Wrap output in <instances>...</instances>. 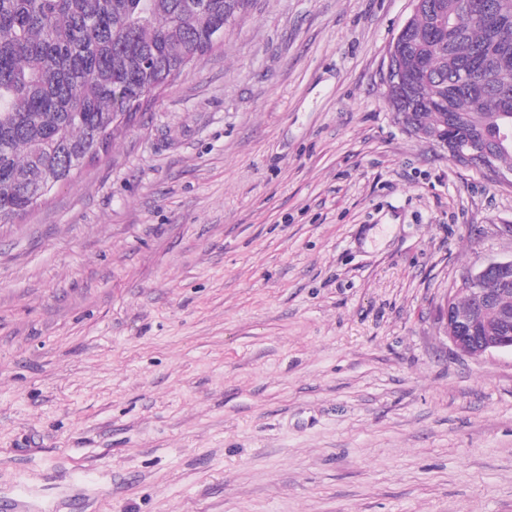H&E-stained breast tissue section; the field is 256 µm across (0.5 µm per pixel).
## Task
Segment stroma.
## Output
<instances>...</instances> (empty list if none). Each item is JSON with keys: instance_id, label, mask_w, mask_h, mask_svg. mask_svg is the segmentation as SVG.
Here are the masks:
<instances>
[{"instance_id": "1", "label": "stroma", "mask_w": 512, "mask_h": 512, "mask_svg": "<svg viewBox=\"0 0 512 512\" xmlns=\"http://www.w3.org/2000/svg\"><path fill=\"white\" fill-rule=\"evenodd\" d=\"M412 0H250L0 224V498L27 512H512V353L437 307L512 184L407 134Z\"/></svg>"}]
</instances>
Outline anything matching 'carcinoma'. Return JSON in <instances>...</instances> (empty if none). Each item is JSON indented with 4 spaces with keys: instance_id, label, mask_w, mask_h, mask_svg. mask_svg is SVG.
<instances>
[{
    "instance_id": "carcinoma-1",
    "label": "carcinoma",
    "mask_w": 512,
    "mask_h": 512,
    "mask_svg": "<svg viewBox=\"0 0 512 512\" xmlns=\"http://www.w3.org/2000/svg\"><path fill=\"white\" fill-rule=\"evenodd\" d=\"M0 0V224H10L112 141V114L135 112L218 43L246 0ZM459 0H422L404 35L401 67L421 76L420 98L390 96L397 119L412 112L417 137L445 129L492 143L512 115V47L488 30L439 29ZM490 59L498 84L483 85Z\"/></svg>"
}]
</instances>
